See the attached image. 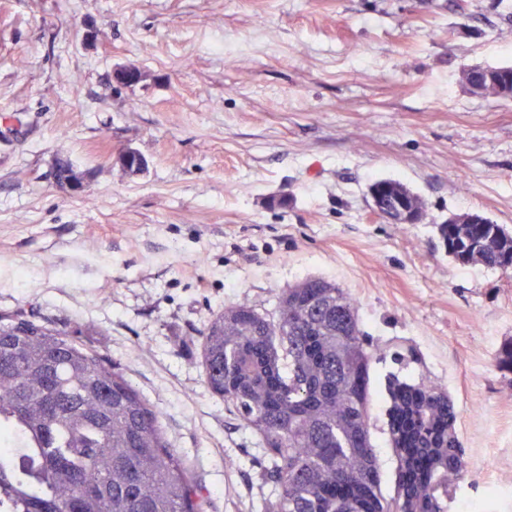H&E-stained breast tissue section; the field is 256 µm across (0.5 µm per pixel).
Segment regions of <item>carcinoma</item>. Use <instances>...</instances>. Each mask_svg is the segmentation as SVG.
<instances>
[{
    "instance_id": "obj_1",
    "label": "carcinoma",
    "mask_w": 512,
    "mask_h": 512,
    "mask_svg": "<svg viewBox=\"0 0 512 512\" xmlns=\"http://www.w3.org/2000/svg\"><path fill=\"white\" fill-rule=\"evenodd\" d=\"M476 82L493 94L512 67ZM399 224L398 206L376 200ZM448 254L512 272L499 224H444ZM205 381L267 451L280 487L265 512H430L432 483L466 469L456 415L439 389H390L399 461L388 502L369 430L371 355L354 301L322 278L282 289L275 315L236 303L203 331ZM159 413L112 366L49 321L0 320V509L5 512H202Z\"/></svg>"
}]
</instances>
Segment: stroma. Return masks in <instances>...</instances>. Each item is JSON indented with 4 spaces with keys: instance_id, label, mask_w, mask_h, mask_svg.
Returning a JSON list of instances; mask_svg holds the SVG:
<instances>
[{
    "instance_id": "obj_1",
    "label": "stroma",
    "mask_w": 512,
    "mask_h": 512,
    "mask_svg": "<svg viewBox=\"0 0 512 512\" xmlns=\"http://www.w3.org/2000/svg\"><path fill=\"white\" fill-rule=\"evenodd\" d=\"M475 65L512 67V0H0V316L53 319L122 373L206 512H264V450L206 385L202 331L332 281L368 336L383 496L389 381H425L467 463L445 512H512V277L439 231L477 213L512 233V99L471 94ZM378 179L419 223L374 213Z\"/></svg>"
}]
</instances>
